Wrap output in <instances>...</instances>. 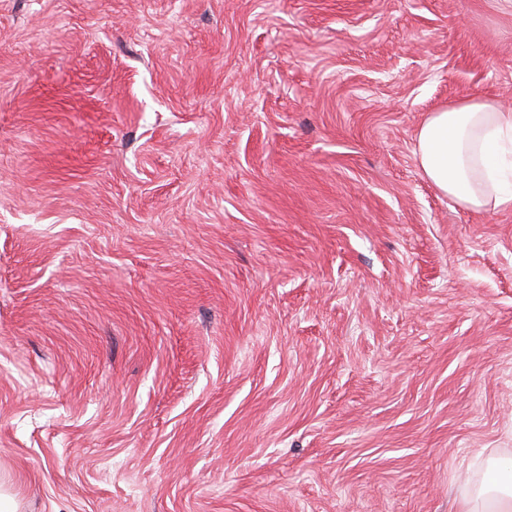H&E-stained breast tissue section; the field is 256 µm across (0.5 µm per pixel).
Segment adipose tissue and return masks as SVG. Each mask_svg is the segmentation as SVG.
<instances>
[{"label": "adipose tissue", "instance_id": "adipose-tissue-1", "mask_svg": "<svg viewBox=\"0 0 512 512\" xmlns=\"http://www.w3.org/2000/svg\"><path fill=\"white\" fill-rule=\"evenodd\" d=\"M512 155V111L467 100L433 112L417 136V161L449 200L473 210L512 202L504 155ZM462 512H512V465L500 478L465 495Z\"/></svg>", "mask_w": 512, "mask_h": 512}]
</instances>
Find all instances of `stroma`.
Wrapping results in <instances>:
<instances>
[{"label":"stroma","instance_id":"35a3bbf8","mask_svg":"<svg viewBox=\"0 0 512 512\" xmlns=\"http://www.w3.org/2000/svg\"><path fill=\"white\" fill-rule=\"evenodd\" d=\"M512 0H0V491L17 512H460L512 461ZM512 155V111L485 100L449 104L432 112L417 136L416 156L425 176L448 199L480 210L512 202L502 164Z\"/></svg>","mask_w":512,"mask_h":512}]
</instances>
